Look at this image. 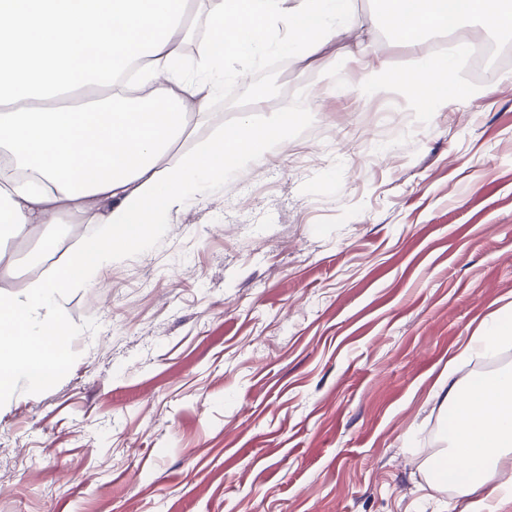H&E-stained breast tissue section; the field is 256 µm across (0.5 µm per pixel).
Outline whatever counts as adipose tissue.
I'll use <instances>...</instances> for the list:
<instances>
[{
    "label": "adipose tissue",
    "mask_w": 512,
    "mask_h": 512,
    "mask_svg": "<svg viewBox=\"0 0 512 512\" xmlns=\"http://www.w3.org/2000/svg\"><path fill=\"white\" fill-rule=\"evenodd\" d=\"M352 0H201L204 36L196 68L185 69L182 15L188 0H0V158L19 177L0 185V245L28 238L37 224L93 210L100 231L55 275L30 281L23 296L0 297V403L18 385L37 391L65 371L69 331L57 295L95 285L99 272L143 246L145 228L165 223L188 200L205 197L214 178L264 159L304 114L311 92L271 113L263 129L241 113L232 127L182 152L193 115L246 78L260 50L316 54L351 30ZM136 71L151 85L149 110L67 100L95 86L114 89ZM512 342V306L470 336L463 356ZM448 390V449L440 479L464 493L486 489L469 512H488L504 490L494 478L512 457V374L485 376Z\"/></svg>",
    "instance_id": "1"
}]
</instances>
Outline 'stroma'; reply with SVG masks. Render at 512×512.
Segmentation results:
<instances>
[{"label":"stroma","mask_w":512,"mask_h":512,"mask_svg":"<svg viewBox=\"0 0 512 512\" xmlns=\"http://www.w3.org/2000/svg\"><path fill=\"white\" fill-rule=\"evenodd\" d=\"M353 15L370 57H415L371 0ZM333 69L367 78L341 43L251 73L268 113ZM464 75L486 96L426 125L394 92L326 96L264 163L61 293L66 372L0 408V512H465L429 487L448 432L431 394L512 304V61ZM252 109L214 100L182 149ZM96 230L87 213L9 242L0 294Z\"/></svg>","instance_id":"1"}]
</instances>
